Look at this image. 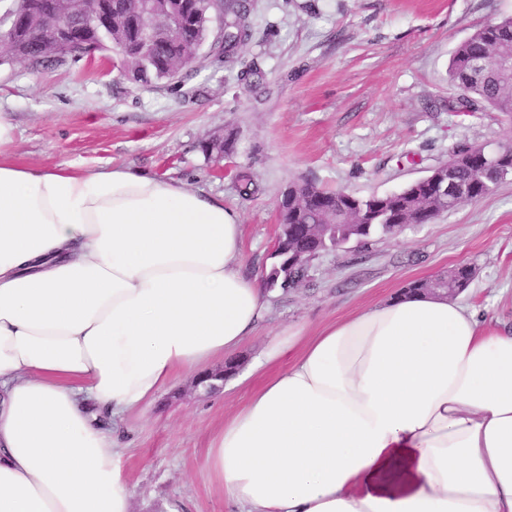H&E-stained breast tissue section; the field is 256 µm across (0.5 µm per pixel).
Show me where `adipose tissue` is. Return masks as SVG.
I'll list each match as a JSON object with an SVG mask.
<instances>
[{
    "label": "adipose tissue",
    "instance_id": "obj_1",
    "mask_svg": "<svg viewBox=\"0 0 512 512\" xmlns=\"http://www.w3.org/2000/svg\"><path fill=\"white\" fill-rule=\"evenodd\" d=\"M239 215L128 170L0 158V512H130L102 417L144 411L264 324ZM204 467L236 512H512V330L399 293L271 337Z\"/></svg>",
    "mask_w": 512,
    "mask_h": 512
}]
</instances>
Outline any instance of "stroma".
Segmentation results:
<instances>
[{"mask_svg":"<svg viewBox=\"0 0 512 512\" xmlns=\"http://www.w3.org/2000/svg\"><path fill=\"white\" fill-rule=\"evenodd\" d=\"M252 37L221 66L202 46L190 75L144 87L120 60L0 66V115L14 126L20 164L116 167L180 182L223 199L243 224L244 273H261L288 186L311 181L367 197L425 177L463 145L512 142V115L449 111L459 91L455 46L512 16V0H248ZM256 66L251 88L241 71ZM233 133L224 160L203 142ZM261 187L245 199L236 176ZM460 265L474 277L459 299L486 324L512 328V180L399 235L326 252L301 289L273 296L266 325L236 353L242 383L198 395L181 374L121 431L131 512H230L203 466L211 436L271 374L268 337L323 326L391 298L411 282Z\"/></svg>","mask_w":512,"mask_h":512,"instance_id":"obj_1","label":"stroma"}]
</instances>
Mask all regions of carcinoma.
I'll return each mask as SVG.
<instances>
[{
    "instance_id": "carcinoma-1",
    "label": "carcinoma",
    "mask_w": 512,
    "mask_h": 512,
    "mask_svg": "<svg viewBox=\"0 0 512 512\" xmlns=\"http://www.w3.org/2000/svg\"><path fill=\"white\" fill-rule=\"evenodd\" d=\"M118 6L112 15V29L100 40L102 51L129 44L135 30L123 18L124 0H112ZM9 23L0 24V40L13 47L12 57L0 65L23 60L33 67L50 61L63 63L75 58L69 51L59 52L53 60L44 54L43 38L27 17L23 5L13 0L9 6ZM217 12L224 20V57L234 55L249 39V12L244 0H194L190 20L181 32L172 26H162L147 57L132 56L125 66L128 79L142 86L160 80L182 78L187 74L196 56L197 48L205 41L211 13ZM512 51V16L488 24L459 42L454 51L449 71L451 81L466 93L462 99L448 102L450 112H486L488 110L512 114V77L504 78L498 71H486L493 60L504 51ZM500 158L483 154L479 145L463 146L452 151L448 161L431 172L428 179H419L397 193L358 197L344 191L326 190L311 182L288 187L279 204L281 218L289 224H329L325 242L318 244L303 235L297 244L306 249L320 248L336 251L357 238L368 241L374 236L392 237L409 224H428L440 214L475 203L491 195L499 183L512 179V143L499 146ZM237 189L243 198L258 194L259 187L247 172L237 176ZM471 267L463 265L454 271L453 280L440 275L431 280L414 281L413 290L421 288H457L460 281L470 282ZM304 279L296 272L292 282L282 285L281 269L271 265L264 271L265 283L289 292L294 283Z\"/></svg>"
}]
</instances>
